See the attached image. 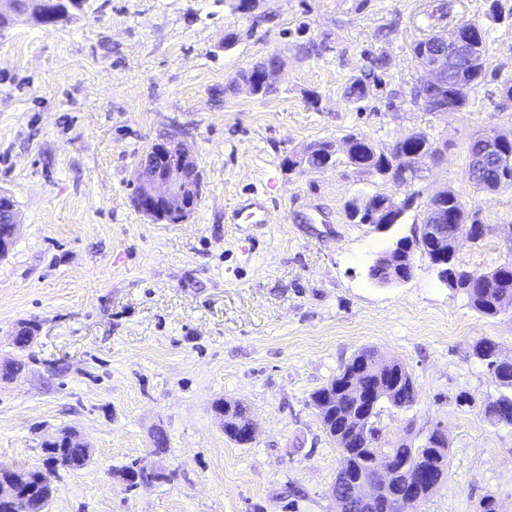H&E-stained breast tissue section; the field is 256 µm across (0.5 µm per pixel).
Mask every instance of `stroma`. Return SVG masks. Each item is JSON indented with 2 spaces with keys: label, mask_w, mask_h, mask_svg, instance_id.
Instances as JSON below:
<instances>
[{
  "label": "stroma",
  "mask_w": 512,
  "mask_h": 512,
  "mask_svg": "<svg viewBox=\"0 0 512 512\" xmlns=\"http://www.w3.org/2000/svg\"><path fill=\"white\" fill-rule=\"evenodd\" d=\"M494 1L505 21L488 18ZM447 3L442 17L432 0H85L57 26L15 15L0 31V190L22 219L0 256V366L25 363L0 379V465L45 469L42 442L66 428L92 450L53 478L46 512H336L340 454L310 396L365 347L415 382L412 406L382 405L385 440L418 445L438 426L448 443L418 512H481L488 497L512 512V426L485 417L502 390L471 353L488 338L512 358V311L477 314L421 253L404 283L368 276L444 189L486 227L461 237L458 264L512 260V188L466 175L475 133L512 136V0ZM464 20L487 31L485 78L462 110L430 114L410 98L425 77L411 46ZM270 56L275 90L252 95L239 75ZM377 57L379 83L351 103ZM413 129L446 146L412 184L414 208L385 233L351 223L350 200L403 191L350 167L347 137L384 149ZM171 132L202 174L179 224L132 201L141 155ZM318 142L333 167L305 165ZM254 190L272 200L269 223H230ZM27 321L39 329L20 350ZM219 401L246 408L252 442L225 436ZM137 461L166 480L129 486L121 471Z\"/></svg>",
  "instance_id": "stroma-1"
}]
</instances>
